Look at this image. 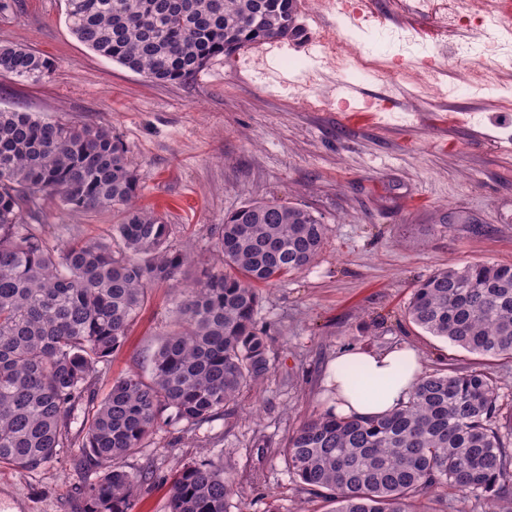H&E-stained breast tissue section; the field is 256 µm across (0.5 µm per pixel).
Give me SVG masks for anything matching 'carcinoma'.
<instances>
[{
	"label": "carcinoma",
	"instance_id": "carcinoma-1",
	"mask_svg": "<svg viewBox=\"0 0 512 512\" xmlns=\"http://www.w3.org/2000/svg\"><path fill=\"white\" fill-rule=\"evenodd\" d=\"M66 21L96 54L156 84L194 76L215 56L297 37L298 0H64ZM48 60L0 46V71L38 81ZM140 180L123 142L102 125L44 122L0 109V467L36 471L64 448L101 471L79 489L81 512H130L137 486L120 460L154 431L196 426L224 412L270 370L272 338L255 319L258 285L310 265L327 228L286 200L254 201L217 228L221 267L197 276L148 375L112 381L98 365L124 344L150 286L178 280L190 254L171 225L136 205ZM51 198L70 209L110 208L105 236L58 244L22 213ZM414 327L477 355L422 373L396 410L304 420L285 446L300 489L326 512H447L448 494L483 512L512 504V400L491 362L512 358V264L474 262L433 272L413 290ZM82 415L83 429L71 424ZM234 481L212 462L171 481L170 512H226Z\"/></svg>",
	"mask_w": 512,
	"mask_h": 512
}]
</instances>
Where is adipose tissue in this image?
Masks as SVG:
<instances>
[{
    "label": "adipose tissue",
    "instance_id": "ef3b65f1",
    "mask_svg": "<svg viewBox=\"0 0 512 512\" xmlns=\"http://www.w3.org/2000/svg\"><path fill=\"white\" fill-rule=\"evenodd\" d=\"M350 364L361 365L369 380L378 384V391L371 395L354 393L346 377V367ZM420 372L419 356L412 349L355 350L340 354L329 375V381L336 389V411L369 416L397 408L406 401Z\"/></svg>",
    "mask_w": 512,
    "mask_h": 512
}]
</instances>
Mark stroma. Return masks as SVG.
<instances>
[{"instance_id": "obj_1", "label": "stroma", "mask_w": 512, "mask_h": 512, "mask_svg": "<svg viewBox=\"0 0 512 512\" xmlns=\"http://www.w3.org/2000/svg\"><path fill=\"white\" fill-rule=\"evenodd\" d=\"M370 2L376 27L343 31L327 0H303L302 38L249 45L188 80L157 85L80 43L64 0H0V45L51 63L36 83L0 74V107L111 127L139 174V203L166 216L172 248L196 265L213 263L225 212L256 200L308 206L328 228L313 264L261 287L256 319L273 339L267 378L222 417L156 430L123 459L131 473L154 472L132 512H168L172 476L201 461L234 477L227 512H304L283 446L301 421L334 407L326 378L337 354L409 346L426 372L451 357L465 368L475 360L405 312L415 285L438 268L512 263V108L478 88L485 65L449 59L467 33L441 31L393 0ZM405 30L419 38L406 56L434 53L442 95L422 86L413 64L392 82L351 66L343 77L321 66L309 78L300 67L324 33H339L343 61L372 48L382 63L389 34ZM453 212L470 223H449ZM24 220L66 242L110 233L117 216L47 201ZM184 298L171 284L152 287L124 346L97 373L98 395L147 369ZM94 476L67 448L35 474L0 468V489L22 512H80L78 490Z\"/></svg>"}]
</instances>
